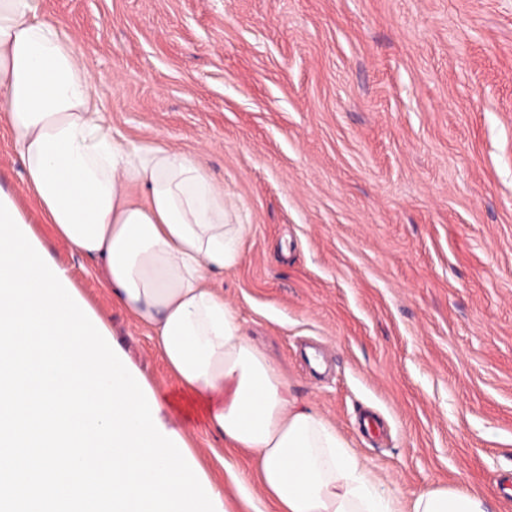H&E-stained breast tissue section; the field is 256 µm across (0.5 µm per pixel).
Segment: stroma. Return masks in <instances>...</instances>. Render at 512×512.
I'll use <instances>...</instances> for the list:
<instances>
[{
    "label": "stroma",
    "instance_id": "1",
    "mask_svg": "<svg viewBox=\"0 0 512 512\" xmlns=\"http://www.w3.org/2000/svg\"><path fill=\"white\" fill-rule=\"evenodd\" d=\"M113 129L194 155L250 225L214 286L381 490L500 501L512 477V0H42ZM0 187L164 397L224 444L98 267Z\"/></svg>",
    "mask_w": 512,
    "mask_h": 512
}]
</instances>
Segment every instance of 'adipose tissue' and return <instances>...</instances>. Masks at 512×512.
Returning <instances> with one entry per match:
<instances>
[{"label":"adipose tissue","instance_id":"adipose-tissue-1","mask_svg":"<svg viewBox=\"0 0 512 512\" xmlns=\"http://www.w3.org/2000/svg\"><path fill=\"white\" fill-rule=\"evenodd\" d=\"M0 119L44 223L102 264L105 287L149 328L206 425L242 454L224 473L247 512H499L461 488L410 503L381 491L365 459L292 400L212 282L235 269L251 232L193 155L113 132L97 83L41 0H0Z\"/></svg>","mask_w":512,"mask_h":512}]
</instances>
